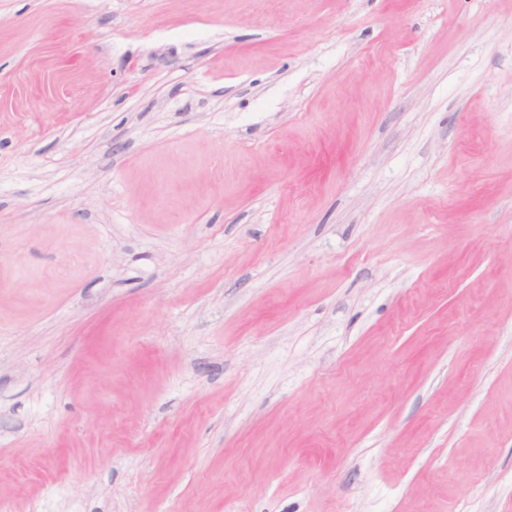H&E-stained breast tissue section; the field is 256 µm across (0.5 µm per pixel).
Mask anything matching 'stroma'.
<instances>
[{
	"label": "stroma",
	"mask_w": 512,
	"mask_h": 512,
	"mask_svg": "<svg viewBox=\"0 0 512 512\" xmlns=\"http://www.w3.org/2000/svg\"><path fill=\"white\" fill-rule=\"evenodd\" d=\"M0 512H512V0H0Z\"/></svg>",
	"instance_id": "35a3bbf8"
}]
</instances>
